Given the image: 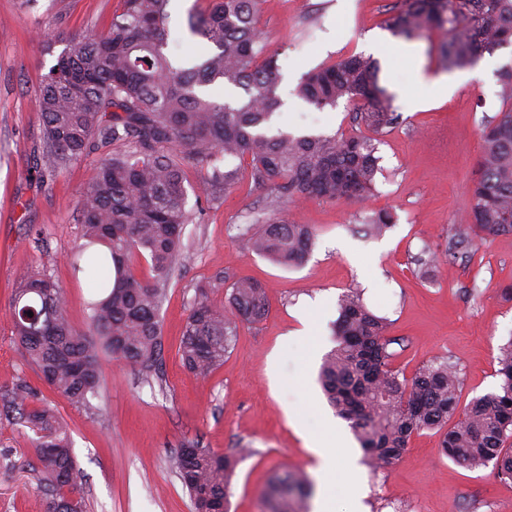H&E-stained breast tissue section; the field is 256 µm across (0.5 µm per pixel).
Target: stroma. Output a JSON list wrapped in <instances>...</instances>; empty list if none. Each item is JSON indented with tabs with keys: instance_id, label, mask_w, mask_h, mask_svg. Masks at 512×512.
<instances>
[{
	"instance_id": "stroma-1",
	"label": "stroma",
	"mask_w": 512,
	"mask_h": 512,
	"mask_svg": "<svg viewBox=\"0 0 512 512\" xmlns=\"http://www.w3.org/2000/svg\"><path fill=\"white\" fill-rule=\"evenodd\" d=\"M400 0H263L262 38L279 51L282 129L301 134H359L358 104L340 101L318 109L294 93L299 78L350 55H370L371 39L389 42L381 78L393 95L401 124L380 136L381 170L366 202L302 200L282 205L279 219L310 225L315 246L305 264L284 268L258 257L245 228L267 196L248 173L221 192L204 223L184 227L189 250L165 290L160 309L164 356L160 377L144 380L137 368L103 359L105 390L94 410L70 404L49 389L15 344L11 291L17 274L47 270L67 290L78 331L88 329L89 279H75L69 257L80 236L78 203L93 181L98 154L45 177L38 87L63 50L58 34L103 32L121 0H0V386L22 378L60 414L86 479L89 512H191L172 458L186 442L224 454L245 449L232 481L230 512H264L263 495L275 476L300 471L311 495L327 497L334 512H348L353 495L368 512H512V480L494 466L473 470L449 459L441 435L424 431L379 472L360 466L355 491L323 482L307 432L292 422L304 414L309 430L332 419L351 439L318 383L325 354L337 345L334 325L344 293H360L369 310L387 318L395 371L412 377L422 364L445 359L456 366L461 404L495 392L497 355L512 340V233L477 244L466 257L447 258L448 243L470 225V188L477 174L480 131L500 108L496 74L512 49L484 56L478 67L446 71L441 37H392L384 21ZM209 0H170L172 55H204L187 37L189 13ZM413 59H406V52ZM447 81L423 105L410 103L418 76ZM390 211L383 236L361 230L365 216ZM433 258L428 278L417 258ZM261 281L269 312L258 324L238 323L221 367L205 377L189 373L177 350L196 288L213 284L225 302V275ZM313 323L319 335L306 357L282 349L288 333ZM34 435L0 420V512H45L46 496L32 479ZM350 451L361 455L359 444Z\"/></svg>"
}]
</instances>
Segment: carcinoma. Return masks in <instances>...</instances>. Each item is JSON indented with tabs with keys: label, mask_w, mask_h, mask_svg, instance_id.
Masks as SVG:
<instances>
[{
	"label": "carcinoma",
	"mask_w": 512,
	"mask_h": 512,
	"mask_svg": "<svg viewBox=\"0 0 512 512\" xmlns=\"http://www.w3.org/2000/svg\"><path fill=\"white\" fill-rule=\"evenodd\" d=\"M169 0H122L104 33L70 36L43 76L38 105L48 176L93 151L96 176L79 203L81 250L74 266L93 273L100 290L88 331L69 322L64 289L43 270L26 269L11 297L14 342L39 378L71 404L94 408L101 358L110 356L151 376L163 362L159 310L173 267L182 255L183 227L202 221L187 208L185 169L207 168L196 200L213 202L238 178L233 160H251V178L269 190L266 210L286 201L364 202L375 191L380 157L362 135L294 134L273 130L283 102L278 94V53L259 30L262 0H210L191 13L188 29L210 51L177 61L167 53ZM394 37L444 34L441 60L449 70L472 69L484 54L512 46V0H401L385 20ZM379 63L351 55L303 74L295 94L308 104L334 108L362 103L357 118L381 134L400 119L380 85ZM503 105L481 131L483 151L471 190V224L481 240L512 233V64L497 72ZM241 88L245 96L217 101L206 87ZM394 214L365 218L375 235ZM249 248L283 267L300 264L315 235L307 224L268 218L246 229ZM143 259L148 274L134 265ZM235 316L259 323L267 315L265 286L224 276ZM199 285L179 348L183 367L205 376L224 363L236 322ZM33 315H28V312ZM338 345L320 368L330 406L350 424L364 462L382 468L424 430L443 432L451 460L472 469L493 464L512 479V340L499 348V390L460 407L459 377L447 361L431 360L410 379L391 369L386 318L373 314L355 292L339 301ZM6 415L30 430L32 478L49 496L47 512H86L76 495L81 476L57 411L25 380L0 389ZM242 450L218 455L187 442L173 457L192 512H229L231 482ZM310 482L299 473L279 477L268 492V512H305Z\"/></svg>",
	"instance_id": "1"
}]
</instances>
